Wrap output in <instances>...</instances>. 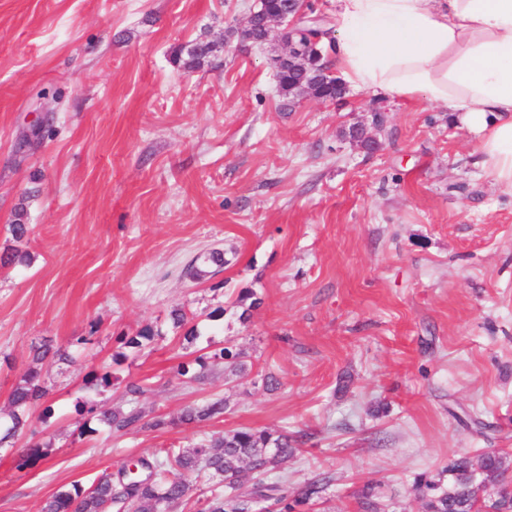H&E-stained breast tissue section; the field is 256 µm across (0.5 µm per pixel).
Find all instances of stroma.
I'll return each mask as SVG.
<instances>
[{
	"instance_id": "1",
	"label": "stroma",
	"mask_w": 512,
	"mask_h": 512,
	"mask_svg": "<svg viewBox=\"0 0 512 512\" xmlns=\"http://www.w3.org/2000/svg\"><path fill=\"white\" fill-rule=\"evenodd\" d=\"M253 4L0 0V254L28 256L0 266V410L34 347L69 343L74 357L42 366L49 423L0 447V512H39L129 457L240 428L306 433L279 473L294 490L329 477L312 512H361L367 486L384 512H423L418 474L512 456V194L475 166L479 137L445 106L351 89L284 101L276 44L235 36ZM198 40L218 47L208 64H173ZM375 111L371 153L349 131ZM213 249L220 271L187 276ZM245 291L261 300L247 320ZM176 307L200 317L193 345L175 336ZM147 325L152 349L113 363L119 337ZM228 341L248 379L219 361L182 383L187 354ZM104 364L115 384L86 387ZM130 382L173 426L80 435L76 404L126 407ZM214 397L223 418L177 424Z\"/></svg>"
}]
</instances>
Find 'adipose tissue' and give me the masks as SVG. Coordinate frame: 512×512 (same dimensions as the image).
Returning a JSON list of instances; mask_svg holds the SVG:
<instances>
[{
  "instance_id": "1",
  "label": "adipose tissue",
  "mask_w": 512,
  "mask_h": 512,
  "mask_svg": "<svg viewBox=\"0 0 512 512\" xmlns=\"http://www.w3.org/2000/svg\"><path fill=\"white\" fill-rule=\"evenodd\" d=\"M344 81L447 105L482 133L477 164L512 192V0H332Z\"/></svg>"
}]
</instances>
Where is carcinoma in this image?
<instances>
[{
	"label": "carcinoma",
	"instance_id": "1",
	"mask_svg": "<svg viewBox=\"0 0 512 512\" xmlns=\"http://www.w3.org/2000/svg\"><path fill=\"white\" fill-rule=\"evenodd\" d=\"M264 13L286 14L295 8L294 0H263ZM216 51V45L203 41L182 46L176 51L175 63L185 69L200 67ZM314 90L318 96L330 92V87L315 80L313 70L298 69L285 74L280 92L293 95L297 84ZM156 333L144 327L121 337L124 347L140 353L155 342ZM213 358L227 362L235 372L246 375L249 366L245 355L233 346L213 353ZM48 359L69 361L72 354L66 347L41 345L33 348L31 363L9 395L10 423L0 433V445L21 435L29 425L30 412L44 406L42 422H47L50 407L46 406L51 388L41 379V365ZM208 363L200 355L177 366L183 382L192 383L205 378ZM114 376L108 366L89 374L88 387H110ZM78 414L88 413L115 433L164 430L176 423L200 424L224 415V400L217 398L202 405L185 407L177 419L163 415L147 417L142 410L131 406L98 410L84 406ZM303 435L286 431H255L236 429L222 435L203 439L190 447L161 448L150 456L122 465L115 473H105L90 487L73 484L50 495L40 512H167L190 503L199 505L197 512H255L253 507L264 501L276 512H307L321 499L330 478L323 477L308 483L299 491H291L285 478L269 480L267 475L280 469L289 457L299 451ZM486 478L493 480L509 467L508 458L500 452L488 451L480 456ZM253 480L245 482L244 472ZM212 482L208 493L196 495L202 476ZM413 487L425 500V512H499L497 497L483 499L473 482V462L459 457L435 475L420 474Z\"/></svg>",
	"mask_w": 512,
	"mask_h": 512
}]
</instances>
